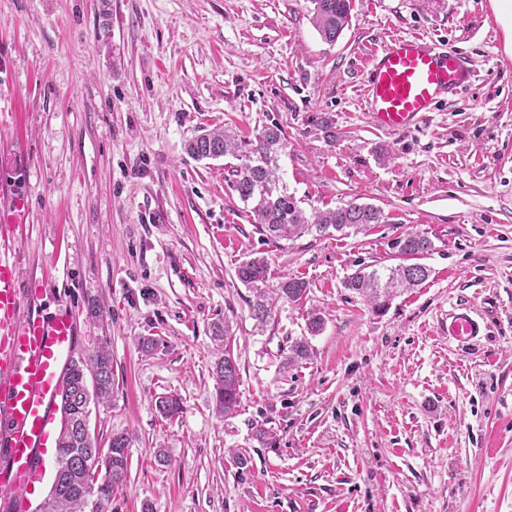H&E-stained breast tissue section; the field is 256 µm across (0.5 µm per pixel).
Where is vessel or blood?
<instances>
[{
    "mask_svg": "<svg viewBox=\"0 0 512 512\" xmlns=\"http://www.w3.org/2000/svg\"><path fill=\"white\" fill-rule=\"evenodd\" d=\"M469 70L459 53L420 36H403L372 54L364 74L365 100L383 129H406L461 87ZM24 197L0 210V237L25 223ZM9 247L0 248V487L23 497L36 472L45 468L43 450L54 419L62 361L76 342L72 311L44 316L20 314L19 276ZM481 334L468 309L448 316V335L465 345Z\"/></svg>",
    "mask_w": 512,
    "mask_h": 512,
    "instance_id": "b4317fda",
    "label": "vessel or blood"
}]
</instances>
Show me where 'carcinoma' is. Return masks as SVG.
<instances>
[{"instance_id": "carcinoma-1", "label": "carcinoma", "mask_w": 512, "mask_h": 512, "mask_svg": "<svg viewBox=\"0 0 512 512\" xmlns=\"http://www.w3.org/2000/svg\"><path fill=\"white\" fill-rule=\"evenodd\" d=\"M311 22L321 38L334 43L349 25L352 0H309ZM284 133L277 124L263 127L253 140L238 137L230 129L216 128L199 134L187 143V153L196 160L231 156L241 164L233 169V188L240 200L250 206L252 223L268 241L300 238L305 234H325L333 229L339 233L358 234L374 224L386 222L380 208L351 201L343 206L306 213L303 201L288 191L279 175L280 152L284 149ZM392 248L410 262L385 270L361 265L344 281V288L360 295L373 312L386 308L399 292L423 284L429 269L416 260L432 248L429 238L417 232L398 237ZM269 263L263 256L242 261L236 270L238 280L252 289L249 301L251 316L263 324L270 317L277 299L298 302L307 295L309 284L297 278L279 282L275 291H267ZM313 350L304 336L289 339L288 364L311 359ZM99 376L98 386L85 390L87 376ZM217 379L215 404L218 412L229 415L240 404L239 369L229 350L220 353L215 362ZM112 393V355L101 348L92 354L71 359L59 392V410L69 419L82 421L91 413V405L108 401ZM158 413L172 419L182 412L181 398L173 394L155 400ZM129 437L112 434L105 453L97 450V442L84 439L69 426L60 428L56 448V468L48 495L36 512H111L112 491L123 484L128 469Z\"/></svg>"}]
</instances>
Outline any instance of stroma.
I'll list each match as a JSON object with an SVG mask.
<instances>
[{
    "label": "stroma",
    "instance_id": "obj_1",
    "mask_svg": "<svg viewBox=\"0 0 512 512\" xmlns=\"http://www.w3.org/2000/svg\"><path fill=\"white\" fill-rule=\"evenodd\" d=\"M309 9L0 0V200L29 202L12 238L21 312L70 308L76 355L112 354L111 398L90 416L100 443L130 437L112 512H512V37L492 0H353L332 44ZM411 35L462 53L472 76L416 127L384 131L362 72ZM272 123L305 210L355 199L386 223L267 242L232 188L236 159L198 161L186 145ZM408 231L434 244L430 276L375 314L343 282L401 264L391 243ZM257 252L268 287L309 284L262 327L236 277ZM462 305L486 325L469 350L448 340ZM313 309L312 359L283 368ZM223 320L241 400L226 418L213 401ZM169 393L183 401L170 420L154 406Z\"/></svg>",
    "mask_w": 512,
    "mask_h": 512
}]
</instances>
